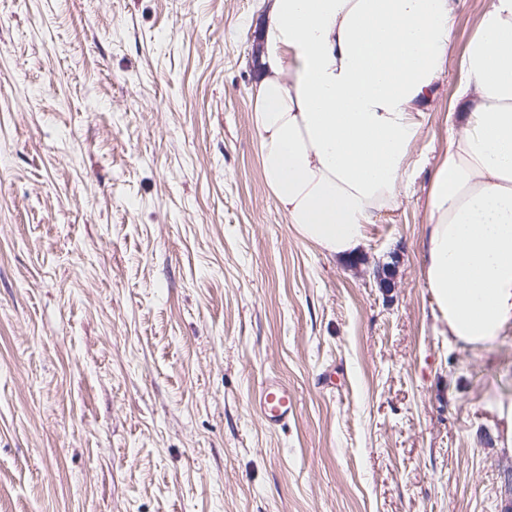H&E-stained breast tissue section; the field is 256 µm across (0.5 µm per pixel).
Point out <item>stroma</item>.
Segmentation results:
<instances>
[{"label": "stroma", "mask_w": 512, "mask_h": 512, "mask_svg": "<svg viewBox=\"0 0 512 512\" xmlns=\"http://www.w3.org/2000/svg\"><path fill=\"white\" fill-rule=\"evenodd\" d=\"M264 0H0V512H512L486 401L424 282L447 68L356 257L265 186ZM332 375L335 386L324 378ZM297 396L268 428L267 377Z\"/></svg>", "instance_id": "35a3bbf8"}]
</instances>
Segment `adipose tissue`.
Returning a JSON list of instances; mask_svg holds the SVG:
<instances>
[{
  "instance_id": "adipose-tissue-1",
  "label": "adipose tissue",
  "mask_w": 512,
  "mask_h": 512,
  "mask_svg": "<svg viewBox=\"0 0 512 512\" xmlns=\"http://www.w3.org/2000/svg\"><path fill=\"white\" fill-rule=\"evenodd\" d=\"M250 102L263 179L297 235L355 256L400 205L422 107L446 66L460 124L436 167L424 279L461 348L512 328V0H485L453 58L456 0H270Z\"/></svg>"
}]
</instances>
